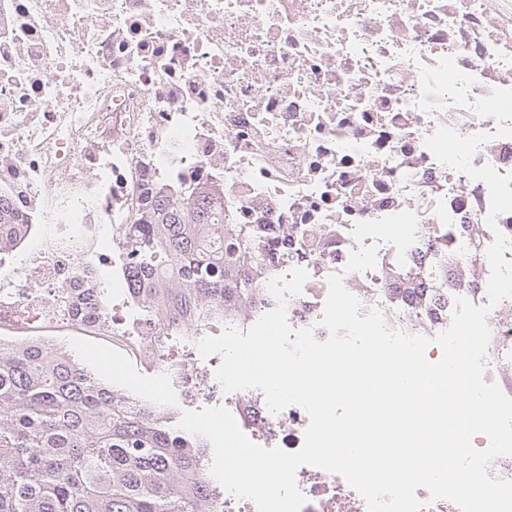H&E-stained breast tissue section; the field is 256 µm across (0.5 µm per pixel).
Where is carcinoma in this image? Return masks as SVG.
Here are the masks:
<instances>
[{
	"label": "carcinoma",
	"instance_id": "obj_1",
	"mask_svg": "<svg viewBox=\"0 0 512 512\" xmlns=\"http://www.w3.org/2000/svg\"><path fill=\"white\" fill-rule=\"evenodd\" d=\"M138 223L125 286L170 333L272 304L258 277L261 230L238 224L224 244L222 189L155 188ZM28 230L0 197V252ZM411 294L426 297L434 320L452 291L409 276L399 295ZM206 448L167 404L123 395L40 338L0 337V512H224Z\"/></svg>",
	"mask_w": 512,
	"mask_h": 512
}]
</instances>
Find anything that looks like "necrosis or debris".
<instances>
[{
	"mask_svg": "<svg viewBox=\"0 0 512 512\" xmlns=\"http://www.w3.org/2000/svg\"><path fill=\"white\" fill-rule=\"evenodd\" d=\"M446 56L473 76L470 99L512 88V0H0V194L40 227L23 259L0 261V330L82 323L156 362L171 336L106 303L81 322L89 281L74 273L106 257L122 287L142 191L216 185L225 223L264 232L270 276L307 272L287 303L293 328L327 339V277L340 272L390 330L436 336L449 321L426 325L424 302L398 303L401 275L487 303L494 231L486 185L425 140L441 127L489 133L473 165L512 172V138L495 137L494 118L419 107L421 67ZM403 211L418 221L405 254L382 243L373 268L346 272L354 225ZM488 324L484 380L512 396V299ZM219 365L190 347L161 388L228 409L258 445L298 451L307 412L224 392ZM296 483L301 512H367L341 476L305 465Z\"/></svg>",
	"mask_w": 512,
	"mask_h": 512,
	"instance_id": "4bbe7bcc",
	"label": "necrosis or debris"
}]
</instances>
